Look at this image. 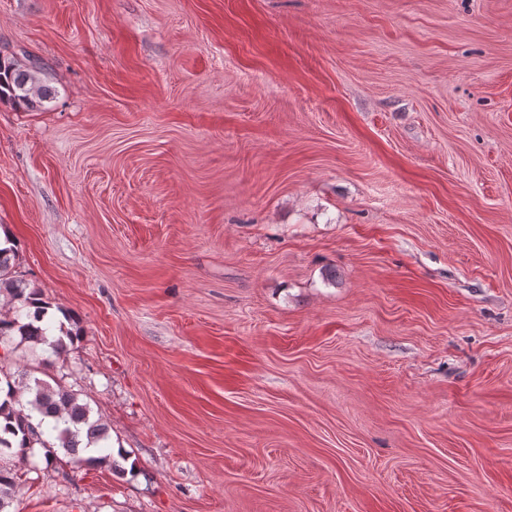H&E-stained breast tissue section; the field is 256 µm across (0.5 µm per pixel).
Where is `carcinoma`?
<instances>
[{
	"label": "carcinoma",
	"mask_w": 512,
	"mask_h": 512,
	"mask_svg": "<svg viewBox=\"0 0 512 512\" xmlns=\"http://www.w3.org/2000/svg\"><path fill=\"white\" fill-rule=\"evenodd\" d=\"M43 68L35 63L21 64L0 58V99H10L32 107L50 97L41 78ZM15 252L12 247H0V296L13 304V315L0 318V349L15 338L34 347L61 355L74 344L75 336L64 327L59 334L50 335L52 327L42 324L45 312L43 290L14 275ZM6 392L0 402V458L14 456L26 462L34 448L45 449L46 465L58 459V451L76 454L91 450L94 455L81 457L78 464L86 467L113 466L112 446L108 427L101 419L93 418L89 404L76 393L25 371L16 374L0 362V392ZM20 393L32 395L27 409L15 406ZM16 489L12 469L0 467V512L10 505Z\"/></svg>",
	"instance_id": "obj_1"
}]
</instances>
